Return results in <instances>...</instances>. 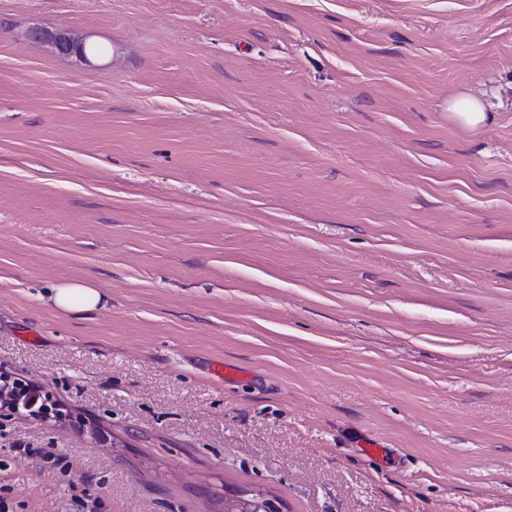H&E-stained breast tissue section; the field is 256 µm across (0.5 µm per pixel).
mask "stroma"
<instances>
[{
  "label": "stroma",
  "instance_id": "1",
  "mask_svg": "<svg viewBox=\"0 0 512 512\" xmlns=\"http://www.w3.org/2000/svg\"><path fill=\"white\" fill-rule=\"evenodd\" d=\"M0 374L8 512H512V0H0ZM30 39L46 44L53 52L61 55L76 56L88 59L90 47L79 37L73 36L64 29L48 31L41 28H31L27 35ZM448 116L473 130L479 129L487 119L482 101L467 94L448 101ZM53 309L65 313H86L105 309L106 295L85 281H64L52 285L39 296ZM250 498H241L226 502L225 511L229 512H271L270 507L279 510L275 501L261 490L251 491Z\"/></svg>",
  "mask_w": 512,
  "mask_h": 512
}]
</instances>
